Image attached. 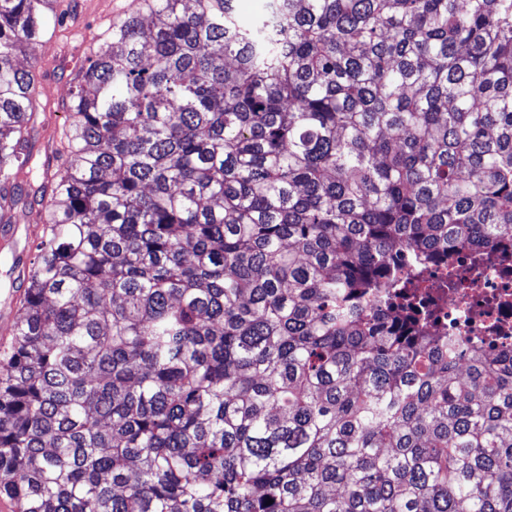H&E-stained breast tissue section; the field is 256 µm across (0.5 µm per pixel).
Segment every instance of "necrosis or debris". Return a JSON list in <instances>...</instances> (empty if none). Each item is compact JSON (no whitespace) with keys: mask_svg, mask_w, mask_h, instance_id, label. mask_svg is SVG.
Listing matches in <instances>:
<instances>
[{"mask_svg":"<svg viewBox=\"0 0 512 512\" xmlns=\"http://www.w3.org/2000/svg\"><path fill=\"white\" fill-rule=\"evenodd\" d=\"M492 259L453 250L421 279L394 289L393 315H414L418 335L489 355L512 350V246L490 245Z\"/></svg>","mask_w":512,"mask_h":512,"instance_id":"obj_1","label":"necrosis or debris"}]
</instances>
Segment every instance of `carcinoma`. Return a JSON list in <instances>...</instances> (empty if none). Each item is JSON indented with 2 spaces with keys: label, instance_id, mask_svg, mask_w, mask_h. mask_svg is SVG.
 <instances>
[{
  "label": "carcinoma",
  "instance_id": "obj_1",
  "mask_svg": "<svg viewBox=\"0 0 512 512\" xmlns=\"http://www.w3.org/2000/svg\"><path fill=\"white\" fill-rule=\"evenodd\" d=\"M60 0H0L16 512H512V353L382 301L512 244V0H142L32 149ZM29 62L21 66L18 54ZM272 504H267L268 500ZM16 224H18L16 238L20 241V248L23 247L29 220L25 211L18 209L16 213V222H14V224H2L0 226L1 250L13 247ZM15 257L16 254L10 250L0 251V292L3 288L10 287L9 272L14 263Z\"/></svg>",
  "mask_w": 512,
  "mask_h": 512
}]
</instances>
